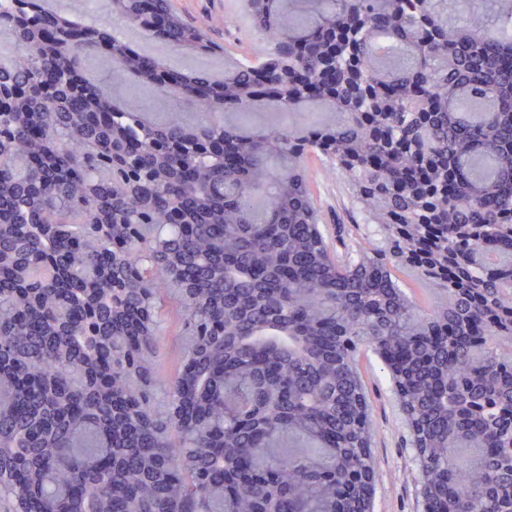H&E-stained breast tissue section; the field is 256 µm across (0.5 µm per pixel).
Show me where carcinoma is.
Wrapping results in <instances>:
<instances>
[{
  "label": "carcinoma",
  "mask_w": 512,
  "mask_h": 512,
  "mask_svg": "<svg viewBox=\"0 0 512 512\" xmlns=\"http://www.w3.org/2000/svg\"><path fill=\"white\" fill-rule=\"evenodd\" d=\"M245 7L273 66L244 56L218 81L166 74L43 0H0V503L372 512L368 350L427 512H512V11L487 24L448 0ZM112 14L217 49L172 0H112ZM91 59L201 117L161 125L112 103ZM315 105L330 118L289 120ZM264 108L288 120L212 118ZM310 155L347 177L379 238L330 249ZM171 310L184 341L166 379ZM181 332V323L175 314L168 317L165 328L159 336V356L156 366L162 376L170 374L180 365L181 348L177 341L182 336H177Z\"/></svg>",
  "instance_id": "cac0c4a2"
}]
</instances>
